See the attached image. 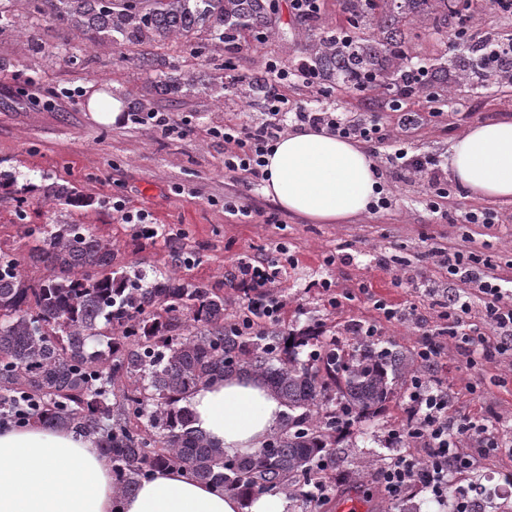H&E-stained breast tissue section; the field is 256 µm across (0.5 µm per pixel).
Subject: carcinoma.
<instances>
[{"label": "carcinoma", "mask_w": 512, "mask_h": 512, "mask_svg": "<svg viewBox=\"0 0 512 512\" xmlns=\"http://www.w3.org/2000/svg\"><path fill=\"white\" fill-rule=\"evenodd\" d=\"M15 0H0V31L16 25ZM32 13L65 24L90 42L154 46L176 41L192 55H233L276 34V0H30ZM349 39L313 32L315 17L297 18L306 38L302 62L325 91L336 84L373 85L408 96L420 89L448 96V59L417 71L421 30L448 27V0H345ZM33 50L65 62L82 45ZM136 66L154 76V97L179 102L224 91V75L180 68L142 51ZM274 90L266 73L233 80V93L260 105ZM36 192L53 205L52 224H24ZM0 197L16 202L17 240L0 245V414L27 398V424L68 427L93 436L112 468L117 497L135 491L162 468L189 472L245 498L282 493L307 503L314 484L336 492V433L345 421L375 414L396 386L420 375L416 351L356 340L348 348L325 342L331 329L319 314L288 330L255 319L237 320L245 296L186 278L176 266L145 277L116 262L114 246L80 222L93 205L77 186L43 179L18 185L0 169ZM260 379L286 408L283 425L254 453L230 457L194 427L189 398L232 377ZM378 466L352 455L347 476L357 481Z\"/></svg>", "instance_id": "cac0c4a2"}]
</instances>
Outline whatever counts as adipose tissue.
<instances>
[{
	"label": "adipose tissue",
	"instance_id": "ef3b65f1",
	"mask_svg": "<svg viewBox=\"0 0 512 512\" xmlns=\"http://www.w3.org/2000/svg\"><path fill=\"white\" fill-rule=\"evenodd\" d=\"M264 194L317 224L368 212L380 184L360 143L326 129L282 135L265 157ZM448 167L470 197L512 201V120L476 122L451 143ZM195 425L231 456L254 452L283 420L284 407L254 378L233 377L190 399ZM279 493L245 500L183 470H158L115 497L112 469L94 438L32 424L0 429V512H288Z\"/></svg>",
	"mask_w": 512,
	"mask_h": 512
}]
</instances>
